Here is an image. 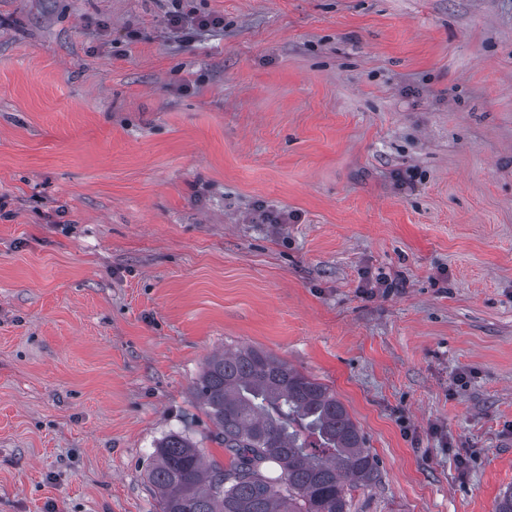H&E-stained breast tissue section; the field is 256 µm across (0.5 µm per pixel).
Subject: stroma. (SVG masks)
Here are the masks:
<instances>
[{"mask_svg":"<svg viewBox=\"0 0 512 512\" xmlns=\"http://www.w3.org/2000/svg\"><path fill=\"white\" fill-rule=\"evenodd\" d=\"M192 5L223 28L0 0V512H159L166 436L226 462L195 386L242 347L345 406L379 469L352 512H495L512 0Z\"/></svg>","mask_w":512,"mask_h":512,"instance_id":"stroma-1","label":"stroma"}]
</instances>
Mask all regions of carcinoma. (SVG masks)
Listing matches in <instances>:
<instances>
[{
  "label": "carcinoma",
  "instance_id": "1",
  "mask_svg": "<svg viewBox=\"0 0 512 512\" xmlns=\"http://www.w3.org/2000/svg\"><path fill=\"white\" fill-rule=\"evenodd\" d=\"M196 396L228 461L175 433L149 479L161 512H350L351 491L376 483L377 462L324 383L251 347L210 358Z\"/></svg>",
  "mask_w": 512,
  "mask_h": 512
}]
</instances>
